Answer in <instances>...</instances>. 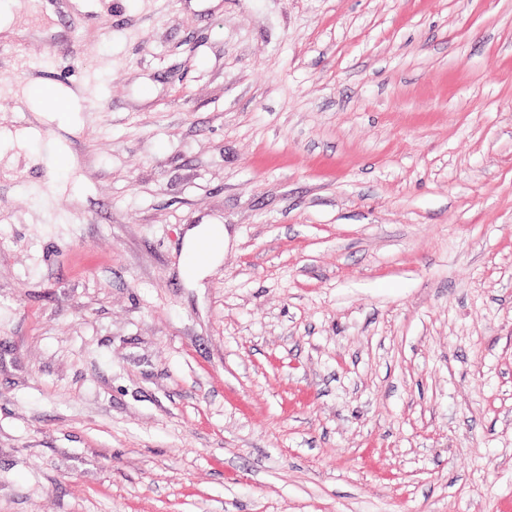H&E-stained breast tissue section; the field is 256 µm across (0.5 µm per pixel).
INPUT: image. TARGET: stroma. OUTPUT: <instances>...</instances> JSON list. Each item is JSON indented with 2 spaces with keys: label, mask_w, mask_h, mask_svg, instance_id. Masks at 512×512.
<instances>
[{
  "label": "stroma",
  "mask_w": 512,
  "mask_h": 512,
  "mask_svg": "<svg viewBox=\"0 0 512 512\" xmlns=\"http://www.w3.org/2000/svg\"><path fill=\"white\" fill-rule=\"evenodd\" d=\"M60 2L0 0V512H512V0ZM225 238L224 226L220 224H200L187 233L185 252L188 256L186 271L189 276L194 278L200 277L210 265L217 263L221 259L224 254ZM203 243L210 244L207 255V246H203L200 251V258H204L205 263H201L195 258L196 251Z\"/></svg>",
  "instance_id": "35a3bbf8"
}]
</instances>
